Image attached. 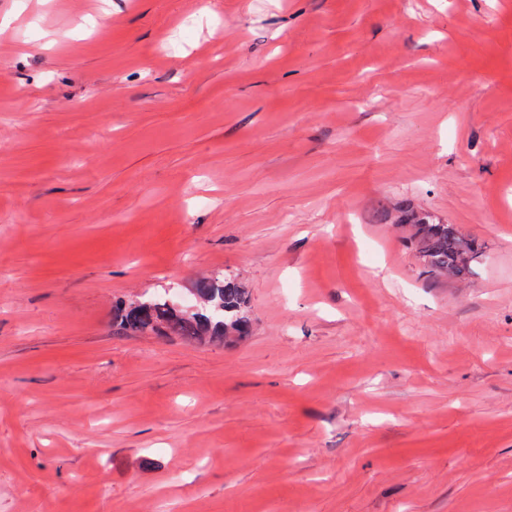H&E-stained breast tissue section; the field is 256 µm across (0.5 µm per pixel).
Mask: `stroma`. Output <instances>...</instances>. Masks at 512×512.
Masks as SVG:
<instances>
[{"label":"stroma","instance_id":"1","mask_svg":"<svg viewBox=\"0 0 512 512\" xmlns=\"http://www.w3.org/2000/svg\"><path fill=\"white\" fill-rule=\"evenodd\" d=\"M0 512H512V0H0ZM393 211L395 224H408L414 230L429 273L463 277L473 272L471 264L481 256V245L457 225L443 222L434 212L418 205L397 203ZM116 336L177 337L199 345H222L247 336L251 318L246 292L224 273L202 277L190 286L145 292L111 304Z\"/></svg>","mask_w":512,"mask_h":512}]
</instances>
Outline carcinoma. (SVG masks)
Returning a JSON list of instances; mask_svg holds the SVG:
<instances>
[{"label":"carcinoma","instance_id":"1","mask_svg":"<svg viewBox=\"0 0 512 512\" xmlns=\"http://www.w3.org/2000/svg\"><path fill=\"white\" fill-rule=\"evenodd\" d=\"M393 211L395 223L414 230L429 273L463 277L473 272L481 245L457 225L418 205L397 203ZM111 315L114 336L177 337L199 346L239 339L251 326L246 292L222 273L196 279L188 287L179 284L134 300L115 299Z\"/></svg>","mask_w":512,"mask_h":512}]
</instances>
